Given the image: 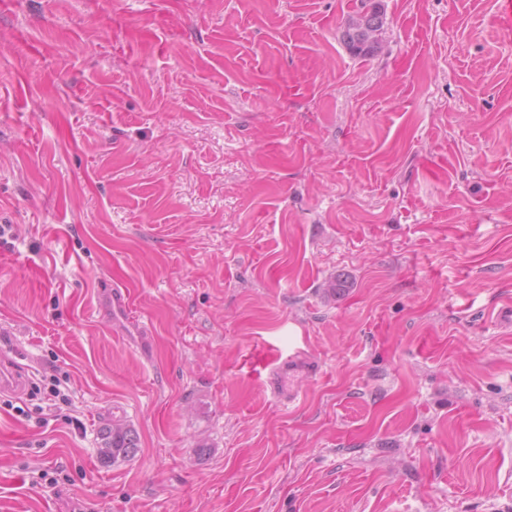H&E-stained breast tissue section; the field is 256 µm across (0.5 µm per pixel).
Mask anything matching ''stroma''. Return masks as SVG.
I'll use <instances>...</instances> for the list:
<instances>
[{
    "mask_svg": "<svg viewBox=\"0 0 512 512\" xmlns=\"http://www.w3.org/2000/svg\"><path fill=\"white\" fill-rule=\"evenodd\" d=\"M359 7L0 0V512H512L503 4ZM362 9L350 16L346 24L343 42L349 52L366 56L380 49L384 30V13L375 0H361ZM44 397L41 398L46 404L45 408L53 410L56 416H62L69 425L80 427V420L72 413L73 409L72 399L68 394L66 388L61 384L60 379L55 375L50 376V383L47 387H43ZM138 451L136 431L128 424L112 420L101 431V454L112 462L133 457Z\"/></svg>",
    "mask_w": 512,
    "mask_h": 512,
    "instance_id": "1",
    "label": "stroma"
}]
</instances>
